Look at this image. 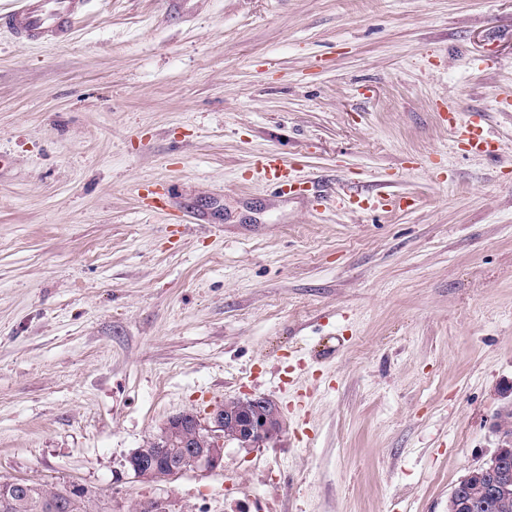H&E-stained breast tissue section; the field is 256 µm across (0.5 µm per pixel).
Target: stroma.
I'll use <instances>...</instances> for the list:
<instances>
[{
	"label": "stroma",
	"instance_id": "obj_1",
	"mask_svg": "<svg viewBox=\"0 0 512 512\" xmlns=\"http://www.w3.org/2000/svg\"><path fill=\"white\" fill-rule=\"evenodd\" d=\"M270 150L303 194L256 172ZM390 177L414 206L347 205ZM511 393L512 0H107L65 44L0 31V477L112 512H225L229 484L250 512H447ZM249 394L278 439L127 472ZM448 128L455 138H461L474 152L485 154L492 151V142L485 136L482 125L458 127L448 120Z\"/></svg>",
	"mask_w": 512,
	"mask_h": 512
}]
</instances>
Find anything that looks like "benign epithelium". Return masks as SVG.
Wrapping results in <instances>:
<instances>
[{
    "mask_svg": "<svg viewBox=\"0 0 512 512\" xmlns=\"http://www.w3.org/2000/svg\"><path fill=\"white\" fill-rule=\"evenodd\" d=\"M166 434H178L185 465L162 473L156 466L163 444L153 439L126 458L125 467L140 481H167L187 471L212 472L223 466L224 444L235 442L250 450L278 438L283 431L282 412L273 400L255 395L237 397L201 419L191 411L168 420ZM497 439L491 459L471 469L448 497V512H466L469 504L490 493L512 512V408L499 410L492 424Z\"/></svg>",
    "mask_w": 512,
    "mask_h": 512,
    "instance_id": "1",
    "label": "benign epithelium"
}]
</instances>
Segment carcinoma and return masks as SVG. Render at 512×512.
<instances>
[{"label": "carcinoma", "instance_id": "carcinoma-1", "mask_svg": "<svg viewBox=\"0 0 512 512\" xmlns=\"http://www.w3.org/2000/svg\"><path fill=\"white\" fill-rule=\"evenodd\" d=\"M67 489L47 484L29 483L27 488H15L8 498H0V512H107L94 495L70 502Z\"/></svg>", "mask_w": 512, "mask_h": 512}]
</instances>
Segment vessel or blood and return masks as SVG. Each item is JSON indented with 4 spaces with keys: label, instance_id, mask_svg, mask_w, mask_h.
<instances>
[{
    "label": "vessel or blood",
    "instance_id": "vessel-or-blood-1",
    "mask_svg": "<svg viewBox=\"0 0 512 512\" xmlns=\"http://www.w3.org/2000/svg\"><path fill=\"white\" fill-rule=\"evenodd\" d=\"M90 0H8L0 5V27L7 29L21 44H63L74 32L76 21L86 13ZM454 137L463 139L471 150L485 154L492 143L479 125L452 127ZM257 168L282 194L294 192L287 176V165L276 151H268L257 161Z\"/></svg>",
    "mask_w": 512,
    "mask_h": 512
}]
</instances>
